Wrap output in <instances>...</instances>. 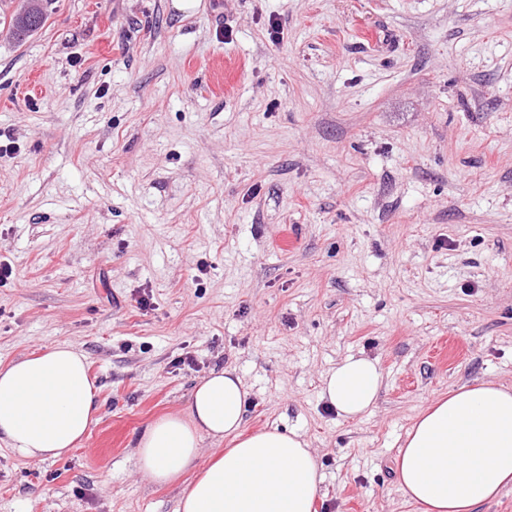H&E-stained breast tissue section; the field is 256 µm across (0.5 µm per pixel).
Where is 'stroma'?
Listing matches in <instances>:
<instances>
[{"instance_id": "1", "label": "stroma", "mask_w": 512, "mask_h": 512, "mask_svg": "<svg viewBox=\"0 0 512 512\" xmlns=\"http://www.w3.org/2000/svg\"><path fill=\"white\" fill-rule=\"evenodd\" d=\"M174 2L0 36V362L69 344L101 388L68 455L0 446V512H175L135 439L224 367L245 432L317 451L315 512H417L416 414L512 386V0ZM358 353L350 420L320 378ZM383 381L377 359L365 354L348 355L322 374L320 398L342 418H362L375 408Z\"/></svg>"}]
</instances>
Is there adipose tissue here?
<instances>
[{
  "label": "adipose tissue",
  "instance_id": "1",
  "mask_svg": "<svg viewBox=\"0 0 512 512\" xmlns=\"http://www.w3.org/2000/svg\"><path fill=\"white\" fill-rule=\"evenodd\" d=\"M384 374L377 359L350 355L325 371L320 397L345 419L370 414ZM249 393L234 369L210 371L185 411L146 426L133 455L154 483L187 480L176 512H313L322 477L299 433L243 435ZM98 389L70 345L0 364V446L22 459L56 460L98 422ZM233 445L203 460V437ZM402 497L421 512H477L512 486V388L463 386L423 408L395 459Z\"/></svg>",
  "mask_w": 512,
  "mask_h": 512
}]
</instances>
